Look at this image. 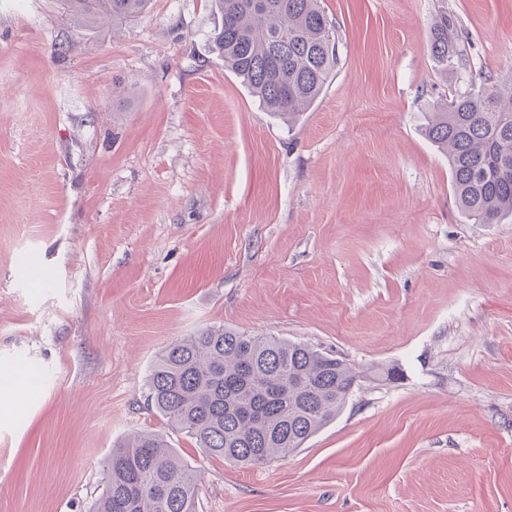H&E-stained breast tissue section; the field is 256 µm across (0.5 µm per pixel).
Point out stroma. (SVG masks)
Instances as JSON below:
<instances>
[{
	"label": "stroma",
	"instance_id": "obj_1",
	"mask_svg": "<svg viewBox=\"0 0 512 512\" xmlns=\"http://www.w3.org/2000/svg\"><path fill=\"white\" fill-rule=\"evenodd\" d=\"M321 6L338 65L290 125L214 52L211 0L103 31L0 0V373L29 376L0 388V512H90L144 430L196 471L198 512H512V220L467 221L424 134L512 78V0ZM212 325L400 377L234 465L145 403L162 350ZM430 48L436 60L448 69L454 70L465 66L463 58L457 51V30L454 24L448 22V16L442 15L430 27Z\"/></svg>",
	"mask_w": 512,
	"mask_h": 512
}]
</instances>
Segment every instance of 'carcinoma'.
<instances>
[{"label": "carcinoma", "mask_w": 512, "mask_h": 512, "mask_svg": "<svg viewBox=\"0 0 512 512\" xmlns=\"http://www.w3.org/2000/svg\"><path fill=\"white\" fill-rule=\"evenodd\" d=\"M224 67L268 112L296 120L338 64L320 0H211ZM63 14L100 29L147 13L152 0H60ZM443 15L430 27L436 60L466 65ZM448 155L455 200L475 224L512 215V82L484 83L429 118ZM363 371L305 344L210 326L169 344L147 376V405L209 455L260 466L285 458L336 417ZM199 479L163 435L139 433L112 450L91 512H197Z\"/></svg>", "instance_id": "obj_1"}]
</instances>
